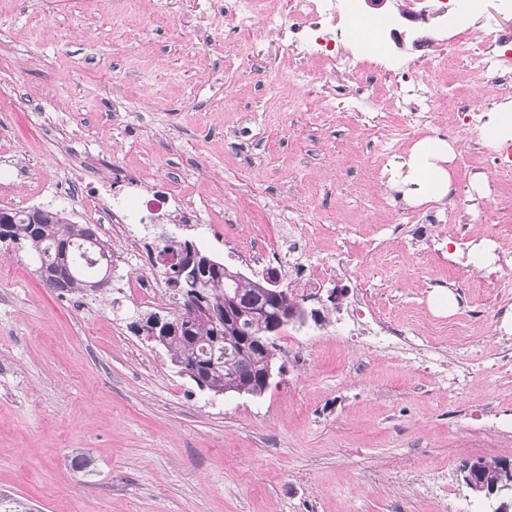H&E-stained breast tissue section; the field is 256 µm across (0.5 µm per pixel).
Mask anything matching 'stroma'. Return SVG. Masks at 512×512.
<instances>
[{
    "label": "stroma",
    "instance_id": "1",
    "mask_svg": "<svg viewBox=\"0 0 512 512\" xmlns=\"http://www.w3.org/2000/svg\"><path fill=\"white\" fill-rule=\"evenodd\" d=\"M384 8L420 15L389 48L400 65L440 46L433 0ZM441 48L444 68L425 72L437 110L412 128L351 98L360 78L344 70L292 85L276 37L226 36L217 0H0V153L27 169L12 208L89 224L98 202L171 196L196 215L127 225L135 255L109 238L100 291L46 287L34 256L0 248V497L25 512H486L456 468L512 461V369L482 368L512 339V266L448 256L463 230L512 252V195L500 192L512 173L455 115V91L492 112L503 98L473 81L463 48ZM260 71L278 88L254 87ZM426 137L454 143L456 188L410 205L395 183ZM432 212L438 223H423ZM297 224L329 276L304 306L327 317L281 329L283 369L261 397L199 390L133 330L177 307L151 248L188 239L256 279V242ZM142 272L160 282L149 303L132 285ZM435 281L467 309L434 310ZM363 289L398 343L350 336ZM465 363L461 387L451 376Z\"/></svg>",
    "mask_w": 512,
    "mask_h": 512
}]
</instances>
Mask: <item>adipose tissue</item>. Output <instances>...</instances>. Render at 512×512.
Masks as SVG:
<instances>
[{
    "mask_svg": "<svg viewBox=\"0 0 512 512\" xmlns=\"http://www.w3.org/2000/svg\"><path fill=\"white\" fill-rule=\"evenodd\" d=\"M455 158L451 145L442 140H422L409 155V180L415 186L412 203L422 204L445 196L450 188L449 162Z\"/></svg>",
    "mask_w": 512,
    "mask_h": 512,
    "instance_id": "adipose-tissue-1",
    "label": "adipose tissue"
}]
</instances>
